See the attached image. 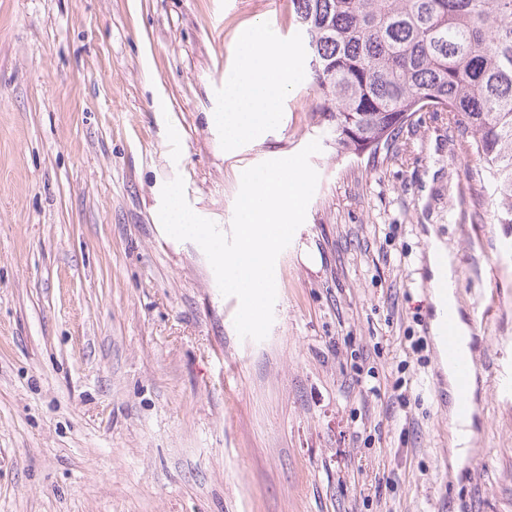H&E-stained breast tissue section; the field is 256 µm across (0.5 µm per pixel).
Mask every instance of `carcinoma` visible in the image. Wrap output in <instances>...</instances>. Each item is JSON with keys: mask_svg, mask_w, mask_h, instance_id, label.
Here are the masks:
<instances>
[{"mask_svg": "<svg viewBox=\"0 0 512 512\" xmlns=\"http://www.w3.org/2000/svg\"><path fill=\"white\" fill-rule=\"evenodd\" d=\"M317 124L336 156L399 150L419 112H446L486 180L481 222L512 224V0H292Z\"/></svg>", "mask_w": 512, "mask_h": 512, "instance_id": "obj_1", "label": "carcinoma"}]
</instances>
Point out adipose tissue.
<instances>
[{"label":"adipose tissue","mask_w":512,"mask_h":512,"mask_svg":"<svg viewBox=\"0 0 512 512\" xmlns=\"http://www.w3.org/2000/svg\"><path fill=\"white\" fill-rule=\"evenodd\" d=\"M286 46L262 35L240 55L235 75L225 84L224 110L213 120L224 127V143L253 139L280 120L279 99L288 83Z\"/></svg>","instance_id":"ef3b65f1"}]
</instances>
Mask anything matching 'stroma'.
Instances as JSON below:
<instances>
[{
	"label": "stroma",
	"instance_id": "obj_1",
	"mask_svg": "<svg viewBox=\"0 0 512 512\" xmlns=\"http://www.w3.org/2000/svg\"><path fill=\"white\" fill-rule=\"evenodd\" d=\"M260 29L293 78L279 123L228 149L212 117ZM317 104L290 0H0V512H512V402L488 382L512 365L507 227L474 220L447 119L419 113L409 152L357 161ZM314 140L273 324L240 338L161 190L182 177L228 235L242 172ZM435 239L487 379L456 462Z\"/></svg>",
	"mask_w": 512,
	"mask_h": 512
}]
</instances>
